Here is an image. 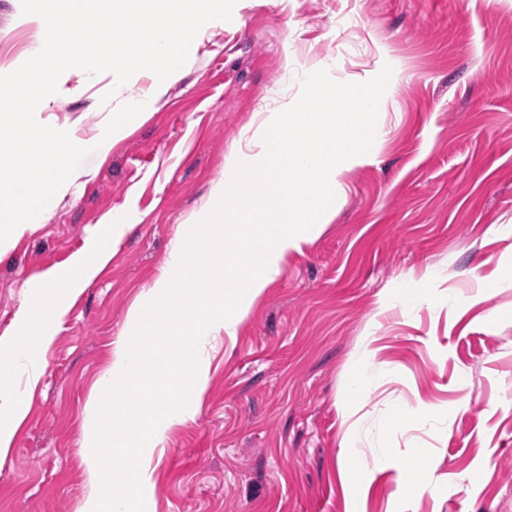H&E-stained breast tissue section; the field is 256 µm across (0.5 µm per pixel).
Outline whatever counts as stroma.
<instances>
[{"mask_svg": "<svg viewBox=\"0 0 512 512\" xmlns=\"http://www.w3.org/2000/svg\"><path fill=\"white\" fill-rule=\"evenodd\" d=\"M237 0L207 26L181 75L154 97L142 70L70 73L47 110L88 138L101 102L141 94L144 121L107 157L86 156L81 188L0 257V335L33 271L64 265L110 214L128 230L110 265L56 329L10 456L0 512H73L91 387L179 224L197 211L257 115L295 104L315 69L378 96L373 145L342 178L324 233L283 264L212 354L194 418L170 437L152 512H347L344 451L378 469L356 512H512V0ZM18 0H0V71L36 45ZM400 288L427 300L404 308ZM364 407L347 390L358 363ZM403 422L379 436L386 412ZM446 410L444 426L425 417ZM416 450L427 491L400 476Z\"/></svg>", "mask_w": 512, "mask_h": 512, "instance_id": "35a3bbf8", "label": "stroma"}]
</instances>
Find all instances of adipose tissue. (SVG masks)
<instances>
[{
    "label": "adipose tissue",
    "instance_id": "ef3b65f1",
    "mask_svg": "<svg viewBox=\"0 0 512 512\" xmlns=\"http://www.w3.org/2000/svg\"><path fill=\"white\" fill-rule=\"evenodd\" d=\"M305 111L262 115L257 159L249 136L229 151L225 176L175 231L163 266L129 308L111 359L83 413L78 456L86 490L75 512H141L171 432L193 419L210 356L234 337L282 262L325 230L338 176L366 154L378 99L364 83L304 80ZM61 267L32 274L13 330L0 336V459L26 420L72 301L112 259L125 225L104 216Z\"/></svg>",
    "mask_w": 512,
    "mask_h": 512
}]
</instances>
